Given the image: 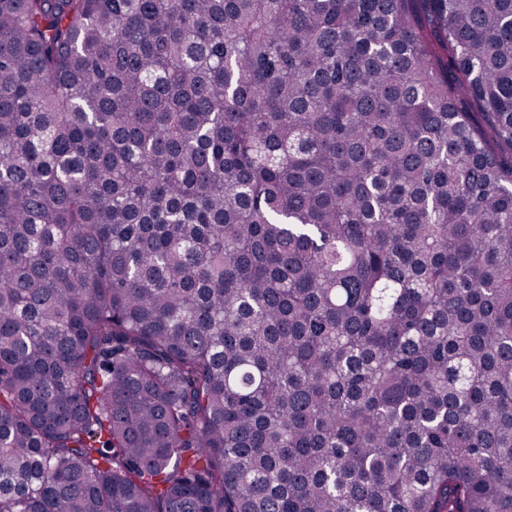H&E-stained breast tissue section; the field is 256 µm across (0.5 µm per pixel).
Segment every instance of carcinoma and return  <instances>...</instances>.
I'll return each instance as SVG.
<instances>
[{"mask_svg":"<svg viewBox=\"0 0 512 512\" xmlns=\"http://www.w3.org/2000/svg\"><path fill=\"white\" fill-rule=\"evenodd\" d=\"M0 512H512V0H0Z\"/></svg>","mask_w":512,"mask_h":512,"instance_id":"obj_1","label":"carcinoma"}]
</instances>
